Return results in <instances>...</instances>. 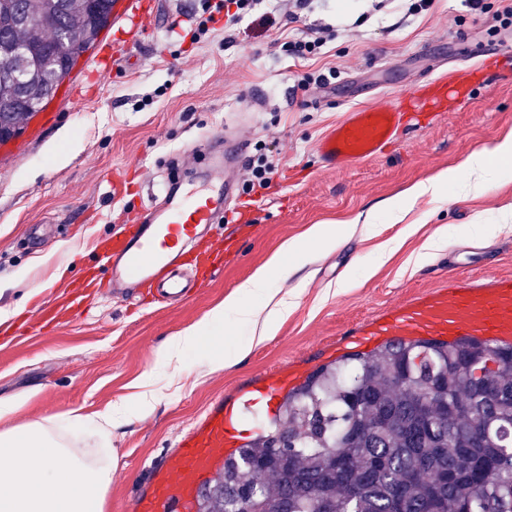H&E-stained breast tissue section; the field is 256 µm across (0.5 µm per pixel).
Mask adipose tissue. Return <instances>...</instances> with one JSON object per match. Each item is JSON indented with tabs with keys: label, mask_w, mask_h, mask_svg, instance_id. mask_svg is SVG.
Listing matches in <instances>:
<instances>
[{
	"label": "adipose tissue",
	"mask_w": 512,
	"mask_h": 512,
	"mask_svg": "<svg viewBox=\"0 0 512 512\" xmlns=\"http://www.w3.org/2000/svg\"><path fill=\"white\" fill-rule=\"evenodd\" d=\"M512 158V133L500 139L493 151L478 150L455 168L436 172L412 184L397 196L382 202L392 223L401 222L410 203L430 195L443 197L449 184L472 185L489 169L490 156ZM303 245L284 242L266 266L257 269L239 284L236 292L212 308L196 323L170 336L160 350L164 360L174 361L187 348L206 341L210 344L207 363L220 370L227 365L222 339L226 315L253 324L256 342L274 336L287 317V299H275V278L288 274L289 260L303 257ZM263 296L261 306L244 307L242 296ZM112 483V458L79 447L59 417L47 416L21 425L0 429V512H104L106 493Z\"/></svg>",
	"instance_id": "ef3b65f1"
}]
</instances>
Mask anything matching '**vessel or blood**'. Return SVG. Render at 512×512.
Segmentation results:
<instances>
[{
  "label": "vessel or blood",
  "instance_id": "1",
  "mask_svg": "<svg viewBox=\"0 0 512 512\" xmlns=\"http://www.w3.org/2000/svg\"><path fill=\"white\" fill-rule=\"evenodd\" d=\"M156 11V0H114L112 13L121 24L96 54V70L108 72L118 49L135 45L144 21ZM465 70L452 68L433 91L415 101L413 111L397 105L357 106L325 134L316 151L325 168L344 170L380 155L392 144L405 123L421 121L424 111L442 98H467ZM245 144L225 138L221 163L232 172L241 163ZM233 181L223 187L165 196L161 204L143 209L136 223L128 224L101 241L100 280L75 283L69 307L43 301L38 313L44 324L57 323L68 308H88L92 287L121 292L144 291L151 302L172 304L202 287L221 265L218 253L205 241L214 224L230 213ZM393 339H435L454 343L478 339L494 346L512 344V275L482 279L455 277L448 285L408 300L394 312L368 321L349 333L348 344L373 348ZM303 382L302 372L274 371L255 379L241 401H220L195 428L183 434L165 457L151 466V475L136 498V512H198L202 488L216 475L225 459L234 455L252 434L246 415L255 409L275 414L288 391Z\"/></svg>",
  "mask_w": 512,
  "mask_h": 512
}]
</instances>
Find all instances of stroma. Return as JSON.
I'll return each instance as SVG.
<instances>
[{"label": "stroma", "instance_id": "stroma-1", "mask_svg": "<svg viewBox=\"0 0 512 512\" xmlns=\"http://www.w3.org/2000/svg\"><path fill=\"white\" fill-rule=\"evenodd\" d=\"M196 5L161 0L139 45L102 75L94 97L79 94L94 68V53L83 55L24 133L0 145V284L7 287L0 310L20 302L23 315L83 276L101 237L167 189L199 181L207 168L201 151L214 146L216 131L243 141L247 157L280 163L269 188L237 185L243 222L215 225L232 247L187 304L140 306L106 292L87 311L32 334L18 332L23 316L0 318V398L28 396L12 424L89 417L81 445L108 448L116 460L104 512H133L149 463L220 396L279 368L319 369L344 332L448 277L512 274V159L492 162L494 178L482 192L452 185L444 199H418L403 224L383 212L368 226L354 221L512 133V50L496 52L497 37L461 0H434L430 10L407 15L378 0H311L296 18L255 17L232 41L219 31L193 44L173 26ZM319 26L337 32L325 54L300 59L284 51V42ZM451 64L474 70L463 104L408 128L378 158L341 172L322 166L316 144L348 108L416 94ZM331 68L328 92L297 89L298 75ZM316 224L335 225L337 242L275 280L295 302L275 336L256 344L251 326L227 328L225 353L243 356L215 372L201 347L185 351L178 371L157 358L168 336ZM147 384L161 396L143 409L134 397ZM119 403L125 423L101 439L99 417Z\"/></svg>", "mask_w": 512, "mask_h": 512}]
</instances>
